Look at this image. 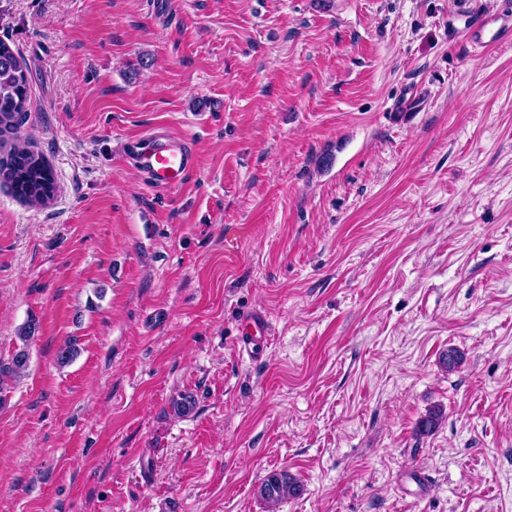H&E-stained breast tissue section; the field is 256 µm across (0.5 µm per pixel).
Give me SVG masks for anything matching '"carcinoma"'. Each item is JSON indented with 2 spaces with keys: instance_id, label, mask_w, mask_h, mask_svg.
I'll return each mask as SVG.
<instances>
[{
  "instance_id": "1",
  "label": "carcinoma",
  "mask_w": 512,
  "mask_h": 512,
  "mask_svg": "<svg viewBox=\"0 0 512 512\" xmlns=\"http://www.w3.org/2000/svg\"><path fill=\"white\" fill-rule=\"evenodd\" d=\"M29 79L27 68L11 46L0 40V150L8 148L0 158V180L9 184L15 196L33 206H43L55 196L56 182L48 161L38 151L20 141L18 131L25 112L29 110ZM39 323L30 319L18 329L22 346L15 349L11 362L0 366V386L4 379L22 377L29 366L28 344L35 338ZM464 361V354L455 347L441 357L443 368L452 372ZM443 420V410L434 407L419 421L421 435L433 433ZM301 485L286 469L272 470L260 481L256 494L275 512L279 505L300 495Z\"/></svg>"
}]
</instances>
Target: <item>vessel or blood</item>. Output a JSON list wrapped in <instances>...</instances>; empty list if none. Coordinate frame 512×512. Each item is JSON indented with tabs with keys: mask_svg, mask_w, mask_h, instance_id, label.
<instances>
[{
	"mask_svg": "<svg viewBox=\"0 0 512 512\" xmlns=\"http://www.w3.org/2000/svg\"><path fill=\"white\" fill-rule=\"evenodd\" d=\"M468 39L474 48L496 46L512 41V9L487 11L469 20ZM128 153L134 165L145 175L150 185L173 190L181 187L197 164L191 143L185 138H174L156 130L130 138ZM246 333L242 341L247 353H254L255 335H268L266 319L252 314L245 319Z\"/></svg>",
	"mask_w": 512,
	"mask_h": 512,
	"instance_id": "1",
	"label": "vessel or blood"
}]
</instances>
